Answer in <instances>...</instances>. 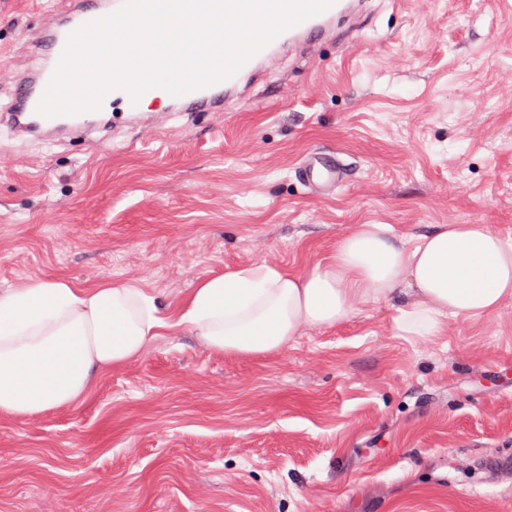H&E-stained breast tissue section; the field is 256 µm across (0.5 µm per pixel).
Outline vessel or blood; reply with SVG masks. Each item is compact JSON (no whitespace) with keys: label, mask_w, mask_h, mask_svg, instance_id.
I'll return each instance as SVG.
<instances>
[{"label":"vessel or blood","mask_w":512,"mask_h":512,"mask_svg":"<svg viewBox=\"0 0 512 512\" xmlns=\"http://www.w3.org/2000/svg\"><path fill=\"white\" fill-rule=\"evenodd\" d=\"M123 0H70L62 17L54 26L44 30L40 39L32 44L33 67L18 79L19 91L7 114L14 131L21 136L45 138L69 132L101 129L99 112H125L136 124H144L151 115L141 101L132 100L121 89L113 90L111 98L102 100L98 110H89L71 115L46 116L38 111L42 96L61 60L67 39L84 23L103 18L121 7ZM358 0H333L321 13L295 24L274 37L257 50L234 75L215 84L201 87L175 96L161 87L147 89V96L158 101H167L171 107L190 112L201 104L209 105L212 111L224 109L225 95H244L255 84L264 80L268 71L276 69L281 59L283 42H301L316 33L333 30L342 19L354 16L358 11ZM339 172L328 159L312 157L304 167L306 183L313 188L326 190L335 186Z\"/></svg>","instance_id":"obj_1"}]
</instances>
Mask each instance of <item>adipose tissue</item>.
Segmentation results:
<instances>
[{
    "mask_svg": "<svg viewBox=\"0 0 512 512\" xmlns=\"http://www.w3.org/2000/svg\"><path fill=\"white\" fill-rule=\"evenodd\" d=\"M510 298L512 239L484 224L410 238L359 224L305 270L250 263L201 279L173 305L134 281L35 278L0 289V420L78 406L104 374L185 330L212 353L251 358L368 304H395L396 329L426 337L441 334L444 317L489 315Z\"/></svg>",
    "mask_w": 512,
    "mask_h": 512,
    "instance_id": "1",
    "label": "adipose tissue"
}]
</instances>
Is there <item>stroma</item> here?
<instances>
[{
  "instance_id": "35a3bbf8",
  "label": "stroma",
  "mask_w": 512,
  "mask_h": 512,
  "mask_svg": "<svg viewBox=\"0 0 512 512\" xmlns=\"http://www.w3.org/2000/svg\"><path fill=\"white\" fill-rule=\"evenodd\" d=\"M63 0H0V108ZM512 0H364L220 112L22 141L0 122V289L139 281L166 302L358 224L512 239ZM312 154L342 173L316 193ZM363 307L279 353L158 339L66 412L0 421V512H512V299L404 336Z\"/></svg>"
}]
</instances>
